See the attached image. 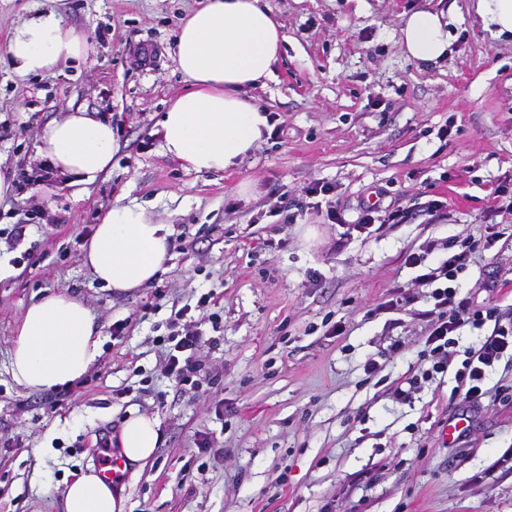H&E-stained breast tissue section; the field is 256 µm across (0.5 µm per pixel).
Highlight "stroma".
<instances>
[{"label": "stroma", "mask_w": 512, "mask_h": 512, "mask_svg": "<svg viewBox=\"0 0 512 512\" xmlns=\"http://www.w3.org/2000/svg\"><path fill=\"white\" fill-rule=\"evenodd\" d=\"M204 2L0 0V173L20 183L0 200V512H62L66 485L102 462L97 441H117L132 414L156 417L161 436L152 459L125 470L128 512H512V400L471 414L450 447L439 429L459 409L453 373L395 394L432 365L416 314L433 301L407 254L430 248L435 264L471 245L461 293L488 300L483 285L498 278L493 298L512 320V43L472 0H261L287 37L276 79L252 91L272 129L239 166L199 174L163 153L158 130L186 87L175 34ZM45 9L86 33L88 54L18 76L9 33ZM419 10L451 18L450 51L434 63L407 59L399 42ZM144 47L154 63L139 69ZM78 108L111 113L117 149L107 175L63 189L43 176L37 145ZM313 182L333 187L344 223L291 208ZM119 197L175 237L166 270L127 292L81 263ZM368 200L406 216L348 231ZM433 200L443 209L428 212ZM60 291L87 305L103 340L61 399L8 372L25 310ZM406 293L408 311L380 310ZM184 307L207 340L193 389L161 367Z\"/></svg>", "instance_id": "1"}]
</instances>
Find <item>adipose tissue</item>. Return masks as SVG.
<instances>
[{"mask_svg":"<svg viewBox=\"0 0 512 512\" xmlns=\"http://www.w3.org/2000/svg\"><path fill=\"white\" fill-rule=\"evenodd\" d=\"M444 14L406 16L400 44L406 56L433 62L448 54ZM285 35L260 0H207L189 13L174 41V61L188 87L172 98L159 122L164 153L198 173L237 166L269 131V114L249 91L273 79ZM6 52L20 76H39L86 56L85 34L54 10H41L14 27ZM37 152L66 185L88 184L110 170L115 150L112 118L76 110L45 125ZM173 231L137 204L115 201L103 212L82 256L94 279L115 291L153 282L170 258ZM101 341L89 309L64 292L50 293L25 311L13 339L9 370L30 391L68 386L86 375ZM160 423L128 417L118 436L127 464H145L156 452ZM122 484L106 483L87 468L63 494L64 512H125Z\"/></svg>","mask_w":512,"mask_h":512,"instance_id":"obj_1","label":"adipose tissue"}]
</instances>
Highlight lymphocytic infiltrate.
I'll return each instance as SVG.
<instances>
[{
  "mask_svg": "<svg viewBox=\"0 0 512 512\" xmlns=\"http://www.w3.org/2000/svg\"><path fill=\"white\" fill-rule=\"evenodd\" d=\"M467 252L451 255L439 264L427 262L425 253L408 254L405 262L419 268V285L432 286L433 309L422 312L427 322L426 346L434 363L432 373L454 370L456 395L465 410L482 407L486 392L483 381L486 372L505 355H512V323L500 324L499 311L492 303L475 304L470 297L460 295L455 281L468 263ZM492 324L490 334L478 344L465 349L463 360H456L455 337L465 327L481 328ZM173 331L168 335L169 348L165 354L164 370L181 383L191 382L201 368L202 338L187 320L185 310L175 312L171 321Z\"/></svg>",
  "mask_w": 512,
  "mask_h": 512,
  "instance_id": "1",
  "label": "lymphocytic infiltrate"
}]
</instances>
